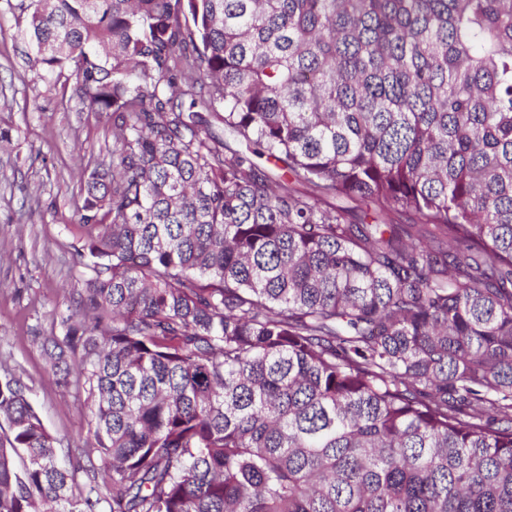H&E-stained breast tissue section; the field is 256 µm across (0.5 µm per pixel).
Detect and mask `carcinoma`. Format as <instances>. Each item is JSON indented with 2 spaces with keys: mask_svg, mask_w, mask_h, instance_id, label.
Here are the masks:
<instances>
[{
  "mask_svg": "<svg viewBox=\"0 0 512 512\" xmlns=\"http://www.w3.org/2000/svg\"><path fill=\"white\" fill-rule=\"evenodd\" d=\"M19 9L112 161L0 512H512V0Z\"/></svg>",
  "mask_w": 512,
  "mask_h": 512,
  "instance_id": "carcinoma-1",
  "label": "carcinoma"
}]
</instances>
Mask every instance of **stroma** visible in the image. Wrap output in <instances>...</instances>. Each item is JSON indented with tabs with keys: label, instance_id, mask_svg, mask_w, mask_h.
<instances>
[{
	"label": "stroma",
	"instance_id": "1",
	"mask_svg": "<svg viewBox=\"0 0 512 512\" xmlns=\"http://www.w3.org/2000/svg\"><path fill=\"white\" fill-rule=\"evenodd\" d=\"M17 11L0 0V379L23 383L47 432L85 447L84 396L59 385L41 346L62 335L85 270L83 180L112 155V130L71 97V71L32 83L35 54Z\"/></svg>",
	"mask_w": 512,
	"mask_h": 512
}]
</instances>
